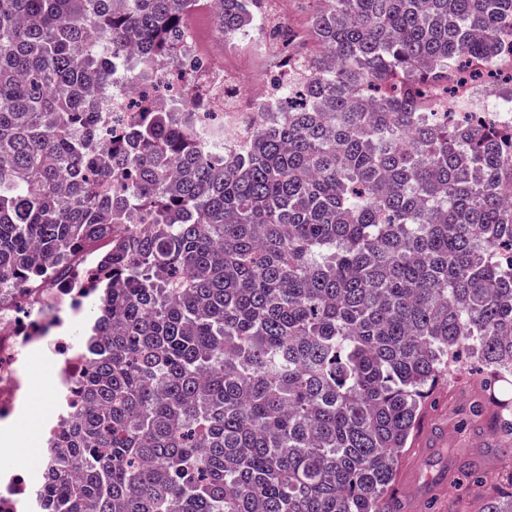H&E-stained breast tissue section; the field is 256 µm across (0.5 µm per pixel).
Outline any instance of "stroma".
Wrapping results in <instances>:
<instances>
[{
  "label": "stroma",
  "instance_id": "35a3bbf8",
  "mask_svg": "<svg viewBox=\"0 0 512 512\" xmlns=\"http://www.w3.org/2000/svg\"><path fill=\"white\" fill-rule=\"evenodd\" d=\"M204 53L224 66L234 91L226 109L238 108L242 86L260 91L272 63L246 46L224 47L213 30L200 40ZM479 381L464 371L450 370L448 381L428 399L420 426L406 448L395 477L393 494L399 512H482L487 488L472 483L468 465L496 474L512 465L500 437L484 422L473 419L475 406L485 404ZM443 432L444 447L430 443L434 432Z\"/></svg>",
  "mask_w": 512,
  "mask_h": 512
}]
</instances>
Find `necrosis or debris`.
<instances>
[{"label":"necrosis or debris","instance_id":"necrosis-or-debris-1","mask_svg":"<svg viewBox=\"0 0 512 512\" xmlns=\"http://www.w3.org/2000/svg\"><path fill=\"white\" fill-rule=\"evenodd\" d=\"M106 241L72 250L31 282L0 289V449L16 444L31 385L28 369L44 370L43 394L51 406L39 435L50 443L74 420L79 385L91 363L86 322L99 297L100 258ZM48 464L0 470V512H43L41 485Z\"/></svg>","mask_w":512,"mask_h":512}]
</instances>
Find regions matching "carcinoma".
<instances>
[{
    "mask_svg": "<svg viewBox=\"0 0 512 512\" xmlns=\"http://www.w3.org/2000/svg\"><path fill=\"white\" fill-rule=\"evenodd\" d=\"M262 2L0 0V282L114 237L50 512H397L465 356L512 443V124L456 93L493 75L512 0H319L300 35ZM202 6L299 100L234 155L196 138L177 55ZM95 80L141 98L107 117ZM468 470L512 512V474Z\"/></svg>",
    "mask_w": 512,
    "mask_h": 512,
    "instance_id": "carcinoma-1",
    "label": "carcinoma"
}]
</instances>
